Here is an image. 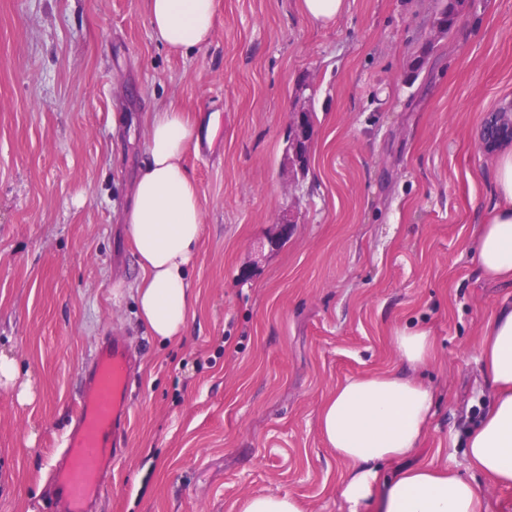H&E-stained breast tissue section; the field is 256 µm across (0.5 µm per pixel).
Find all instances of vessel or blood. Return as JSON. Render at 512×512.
Wrapping results in <instances>:
<instances>
[{
    "label": "vessel or blood",
    "mask_w": 512,
    "mask_h": 512,
    "mask_svg": "<svg viewBox=\"0 0 512 512\" xmlns=\"http://www.w3.org/2000/svg\"><path fill=\"white\" fill-rule=\"evenodd\" d=\"M132 355L123 337L103 342L81 381L74 425L52 466L60 491L59 512H88L104 492V473L115 465L131 414L128 399Z\"/></svg>",
    "instance_id": "vessel-or-blood-1"
}]
</instances>
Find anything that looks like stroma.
I'll return each instance as SVG.
<instances>
[{
    "label": "stroma",
    "instance_id": "35a3bbf8",
    "mask_svg": "<svg viewBox=\"0 0 512 512\" xmlns=\"http://www.w3.org/2000/svg\"><path fill=\"white\" fill-rule=\"evenodd\" d=\"M441 2L348 0L319 25L299 0H215L212 43L183 55L156 44L146 0H0V353L34 393L23 405L0 387V512L58 500L59 440L115 335L136 359L133 410L92 512H240L258 494L345 512L319 405L395 367L394 330L419 325L438 345L418 374L437 408L416 454L382 473L463 469L489 398L479 333L512 300L479 279L474 240L495 201L481 127L512 101V0H469L434 40ZM160 102L201 131L184 159L203 213L196 303L172 344L139 321L121 221ZM305 102L297 178L282 159Z\"/></svg>",
    "mask_w": 512,
    "mask_h": 512
}]
</instances>
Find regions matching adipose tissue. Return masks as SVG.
Masks as SVG:
<instances>
[{"instance_id":"1","label":"adipose tissue","mask_w":512,"mask_h":512,"mask_svg":"<svg viewBox=\"0 0 512 512\" xmlns=\"http://www.w3.org/2000/svg\"><path fill=\"white\" fill-rule=\"evenodd\" d=\"M154 40L172 52L207 48L215 0H146ZM145 159L123 220L140 276L134 285L140 321L155 336H185L196 297L188 272L202 236L199 192L182 164L198 140L196 125L174 104L147 116ZM496 204L476 230L478 265L487 280L512 284V152L495 165ZM398 368L338 383L318 410L321 440L348 466L337 487L348 512H487L467 472L420 465L381 475L384 463L414 454L434 416L435 396L415 371L438 354L435 336L416 327L395 332ZM482 373L493 396L466 438L467 471L512 487V303L502 304L478 343Z\"/></svg>"}]
</instances>
